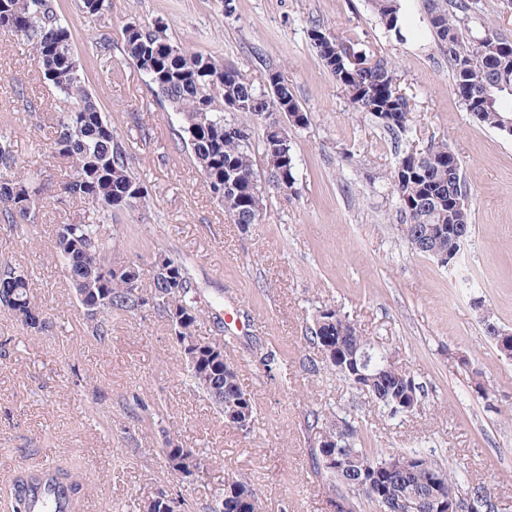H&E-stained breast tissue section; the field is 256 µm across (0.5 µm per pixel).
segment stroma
Listing matches in <instances>:
<instances>
[{
  "label": "stroma",
  "instance_id": "obj_1",
  "mask_svg": "<svg viewBox=\"0 0 512 512\" xmlns=\"http://www.w3.org/2000/svg\"><path fill=\"white\" fill-rule=\"evenodd\" d=\"M467 24L512 41V5L475 0ZM68 27L86 86L114 132L133 147L146 204L99 221L114 263L132 261L143 285L156 259L180 261L204 309L198 339L223 341L253 397L251 432L225 422L195 388L163 311H116L106 342L53 255L57 229L83 217L60 201L70 172L52 154L51 117L71 107L38 69L31 46L0 32V137L35 174L46 205L34 221L0 218V265L23 269L50 323L27 329L0 306V512L19 470L70 469L83 489L75 512H140L159 492L186 512H211L226 480L247 482L264 512H334L327 476L314 472L320 429L312 413L355 419L361 448L433 454L486 486L512 512V359L485 335L490 315L512 331V136L467 112L423 0H400L401 34L369 0H52ZM163 29L172 46L235 66L254 88L278 71L309 116L290 130L295 191L270 192L262 223L241 229L208 192L177 136L179 120L127 58L129 25ZM386 58L410 99L407 130L357 111L323 66L312 28ZM106 42L107 54L95 50ZM447 139L462 164L473 234L455 270L413 252L390 176L409 149ZM340 309L419 386L415 413L391 414L327 367L305 340L320 308ZM491 389L474 390L475 376ZM206 463L184 479L166 468L168 440Z\"/></svg>",
  "mask_w": 512,
  "mask_h": 512
}]
</instances>
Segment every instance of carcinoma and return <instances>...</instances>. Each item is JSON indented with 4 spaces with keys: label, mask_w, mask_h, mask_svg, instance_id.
<instances>
[{
    "label": "carcinoma",
    "mask_w": 512,
    "mask_h": 512,
    "mask_svg": "<svg viewBox=\"0 0 512 512\" xmlns=\"http://www.w3.org/2000/svg\"><path fill=\"white\" fill-rule=\"evenodd\" d=\"M427 18L439 48L448 53L454 65L458 95L465 109L495 129L512 117V94L499 92V87H512V49L501 46L508 41L493 29L475 36L462 25L473 8L470 0H455V11H448L445 0H425ZM381 23L388 30L397 29L400 6L398 0H371ZM0 30L8 31L32 47L38 68L47 80L75 107L54 118L55 136L49 149L72 163L73 173L62 182V196L88 203L98 213L112 216L125 209L122 198H133L137 204L146 201L148 189L129 167L131 147L119 139L112 123L101 112L95 98L87 90L70 45L67 26L54 16L49 0H0ZM343 42L328 35V43L314 46L340 87L357 111L365 112L389 129H405L411 106L397 85L396 75L388 61L379 57L367 67L356 69L332 51ZM125 54L149 78V87L156 99L176 111L181 117L179 138L201 168L206 187L218 198L228 174L239 177L236 190L225 194V209L234 223L248 228L263 221L268 192L255 170V148L251 123L256 110L250 100L265 98L264 112L281 110L279 99L266 98V93L254 88L240 77L238 71L210 56L180 50H169L160 29H140L125 36ZM268 86L283 88L288 112L295 115L291 127H301L308 116L301 109L281 76L272 72ZM33 177L18 169L7 145L0 142V214L10 224L30 221L39 204L38 188ZM268 182L285 190L295 186V172H269ZM393 191L397 195L406 222L401 232L415 253L427 256L438 245L448 248L452 237L448 229L472 234L466 203H448V197H465L461 162L443 139H433L422 152H407L391 174ZM430 236H425V233ZM55 257L75 290L76 298L88 318L95 322V333L104 341L109 335L107 317L112 311H138L152 306L173 318L177 309L182 317L174 330L183 338H195L197 323L203 314L198 305L197 287L176 259L164 257L170 274L160 272L150 288L151 301H146L140 286L131 278L139 277L134 263L116 271L108 255V247L100 238L99 225L86 221L63 225L57 233ZM0 305L8 308L26 328L39 329L46 323V313L32 299L28 275L4 266L0 268ZM307 341L321 348L327 366L342 372L352 380V371L359 369L362 353L371 346L341 310L328 308L318 311L309 327ZM200 355L195 361H185L187 372L196 388L203 391L224 417H229L239 398L247 395L236 369L224 358V346L197 341ZM367 394L395 413H412L419 399L409 395L414 376L405 367L386 365L370 373ZM360 426L345 417L336 416L327 422L324 433L338 439L341 457L332 466L327 456L334 448H319L316 464L334 482L336 495L344 497V489L363 486L359 497L377 507L379 500L364 488L371 483L375 491H384L386 501L408 500L413 512H433L431 499L443 496L458 502L461 512L474 506L480 512H495V504L484 487L477 486L465 493L460 475L439 463L432 454L411 451L415 467L406 474L386 476L387 461L396 455L388 451L373 455L357 447ZM171 473L188 478L199 467L200 456L168 440L164 451ZM36 479L19 473L12 485L11 512H33L31 493ZM66 491L69 503L80 493L79 483L62 470L55 469L52 487L42 493V512H54L57 507L55 489Z\"/></svg>",
    "instance_id": "1"
}]
</instances>
